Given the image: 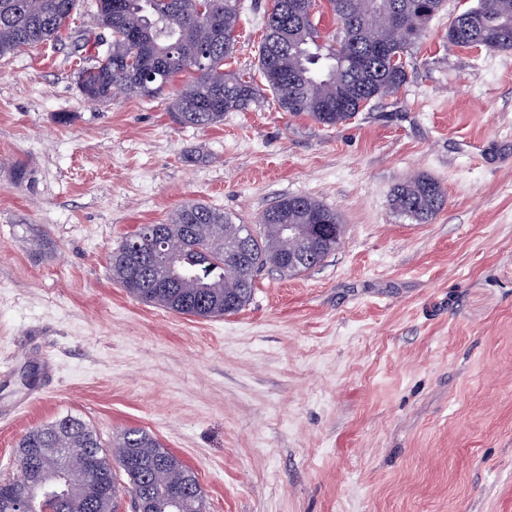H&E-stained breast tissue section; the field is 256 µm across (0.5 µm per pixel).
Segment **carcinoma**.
I'll list each match as a JSON object with an SVG mask.
<instances>
[{
	"label": "carcinoma",
	"mask_w": 512,
	"mask_h": 512,
	"mask_svg": "<svg viewBox=\"0 0 512 512\" xmlns=\"http://www.w3.org/2000/svg\"><path fill=\"white\" fill-rule=\"evenodd\" d=\"M123 14L113 12V0H97V16L112 27V40L98 39L105 47L100 61L82 70L79 87L89 101L107 103L114 90L153 97L184 72L191 79L172 101L170 109L182 125L206 128L224 122V113L248 109L263 89L224 73V59L236 48L238 0H210L204 15L193 0H122ZM344 30L347 55L359 61L346 65L336 81V54L323 50L316 25L304 13L305 0H271L265 34L259 47V65L268 90L280 108L306 115L325 127L353 118L375 98L396 92L407 72L377 54L372 28L382 41L398 27L410 38L391 43L390 54H404L421 40V23H430L445 0H328ZM77 0H0V56L59 37ZM478 19L461 18L448 28L453 44L478 43L493 50H512V0H478L468 9ZM137 56V64L127 60ZM154 74L146 82L142 75ZM441 185L418 176L398 185L393 206L419 223L428 222L441 208ZM323 222L333 237L320 244L281 233L283 224ZM152 225L140 227L108 255L111 278L125 286L132 253L151 246ZM169 239L179 242L174 266L185 277L173 288H157L163 270L153 268L126 292L173 313L199 319L221 318L241 310L250 300L255 278L266 267L282 276L306 270L288 265L284 257L310 252L324 259L335 251L343 234L338 214L307 196H286L264 210L255 226L244 233L223 211L191 201L177 208L158 225ZM16 463L27 468L31 482L61 467L75 466L83 479L70 486L56 512H115L121 495L133 508L169 512L170 492L181 488L180 512H205V493L195 472L151 434L141 428L122 432L106 449L83 420L66 415L30 429L19 441ZM119 467L129 483L119 486L113 473ZM27 502V512H42L39 501L27 498V487L0 482V498Z\"/></svg>",
	"instance_id": "cac0c4a2"
}]
</instances>
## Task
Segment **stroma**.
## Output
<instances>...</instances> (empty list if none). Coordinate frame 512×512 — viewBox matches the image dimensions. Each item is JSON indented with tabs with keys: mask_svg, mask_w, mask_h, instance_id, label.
<instances>
[{
	"mask_svg": "<svg viewBox=\"0 0 512 512\" xmlns=\"http://www.w3.org/2000/svg\"><path fill=\"white\" fill-rule=\"evenodd\" d=\"M446 0L408 79L324 127L272 95L223 124L175 122L186 84L88 101L95 0L62 42L0 57V480L31 428L71 414L103 444L152 433L206 512H512V51L464 49ZM270 0H240L226 72L261 83ZM445 202L392 204L417 176ZM285 196L336 210L314 269H264L202 320L112 281L110 252L198 200L236 223ZM445 194L441 185L426 176L399 184L393 193V206L418 223H427L441 208Z\"/></svg>",
	"mask_w": 512,
	"mask_h": 512,
	"instance_id": "obj_1",
	"label": "stroma"
}]
</instances>
